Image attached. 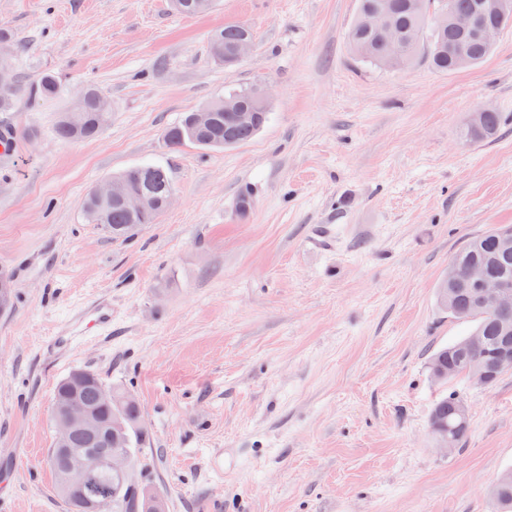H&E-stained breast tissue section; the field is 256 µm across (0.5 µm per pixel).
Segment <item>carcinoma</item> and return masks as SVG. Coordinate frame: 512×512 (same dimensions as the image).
Returning a JSON list of instances; mask_svg holds the SVG:
<instances>
[{"label": "carcinoma", "mask_w": 512, "mask_h": 512, "mask_svg": "<svg viewBox=\"0 0 512 512\" xmlns=\"http://www.w3.org/2000/svg\"><path fill=\"white\" fill-rule=\"evenodd\" d=\"M482 0H359L358 13L349 31V42L353 52L366 62L388 70H400L410 64L421 49H426L431 66L438 72L448 73L481 63L492 51L493 45L477 35L460 31L454 24L458 15H477ZM384 14L383 24L370 28L365 18L372 13ZM245 35L238 25H229L213 33L209 52L219 63H224V52L230 50ZM16 42L12 34L0 28V79L6 78L13 87L7 94L0 93V112L14 108L25 94L20 73L16 67ZM57 77L52 72L42 74L31 88L30 97L52 98L58 92ZM258 88L248 87L228 94L247 107H256L267 120L268 105L256 99ZM206 107L218 113L214 125L189 133L191 113L183 115L180 122L163 131L166 144L176 149L191 143L204 151L218 150L224 146H235L251 139L258 128L235 124L224 116V97H217ZM110 111L108 99L94 85L84 87L72 106L61 113L56 124V134L66 140L92 138L100 131L97 113ZM501 116L490 110L473 113L463 128L462 134L469 141H482L497 135ZM129 190L149 193L161 201L173 191L172 180L167 171L158 166L133 167L116 176ZM84 211L93 224H103L114 240H126L142 224H152L163 208L146 211L140 215L130 214L121 202L111 198L99 200L90 192L84 201ZM498 231L472 239L452 260L448 274L438 289L440 306L455 319L472 322V331L447 347L439 350L431 359L430 368L438 365L448 367L449 379L471 378L472 371L480 369L486 375V386L490 387L509 368L501 365L496 350L506 341H512V332L507 334L499 317L483 309L478 303V289L464 279L466 270L480 264L488 267L486 287H493L502 275L512 278V253L499 249ZM125 399L124 417L127 433L121 449L128 451L133 463H138L136 450L143 444V433L134 428L140 417V407L128 392L107 388L98 376L90 381L72 385L61 380L55 388L54 405L67 403L97 414L102 421L101 432L90 438L81 432L72 437L68 445L71 455H89L96 460L90 483L64 489L58 493L71 512H77L78 502L91 497L98 489H120V495L112 499H100L99 512H149L151 494L143 489H130L115 475L106 462L115 451L107 440V431L112 428V398ZM465 402L455 392L442 396L435 404L430 425L434 434L444 433L455 447L467 436L469 420L459 415ZM493 506L501 512H512V471L503 473L492 490Z\"/></svg>", "instance_id": "cac0c4a2"}]
</instances>
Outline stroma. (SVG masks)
Masks as SVG:
<instances>
[{
    "label": "stroma",
    "mask_w": 512,
    "mask_h": 512,
    "mask_svg": "<svg viewBox=\"0 0 512 512\" xmlns=\"http://www.w3.org/2000/svg\"><path fill=\"white\" fill-rule=\"evenodd\" d=\"M357 0H0L24 49L25 85L43 71L57 97L0 112V512H69L47 463L54 387L73 371L128 390L145 425L139 481L166 512H492L512 469V371L496 385L436 383L432 355L469 324L436 291L472 238L512 224V27L479 66L436 72L418 57L388 72L353 57ZM251 29L231 67L211 33ZM96 85L112 112L100 135L66 141L60 113ZM269 115L243 145L171 150L165 127L247 86ZM498 135L468 142L482 109ZM154 165L174 201L113 241L84 214L87 192ZM110 330L67 355L45 348L95 303ZM468 406L445 454L435 402ZM222 457L223 472L212 466Z\"/></svg>",
    "instance_id": "1"
}]
</instances>
